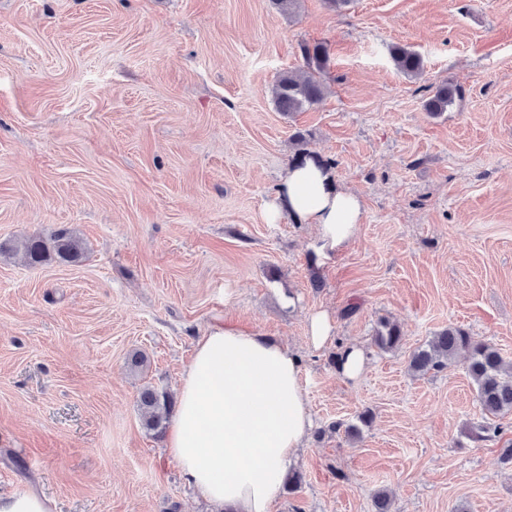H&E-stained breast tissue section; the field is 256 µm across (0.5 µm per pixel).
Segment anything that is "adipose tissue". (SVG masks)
<instances>
[{"instance_id":"adipose-tissue-1","label":"adipose tissue","mask_w":512,"mask_h":512,"mask_svg":"<svg viewBox=\"0 0 512 512\" xmlns=\"http://www.w3.org/2000/svg\"><path fill=\"white\" fill-rule=\"evenodd\" d=\"M278 196L269 220L289 209L315 227L325 257L354 238L361 201L334 188L330 173L290 167ZM301 375L298 352L271 337L218 322L197 340L168 450L185 482L221 512H272L312 427Z\"/></svg>"}]
</instances>
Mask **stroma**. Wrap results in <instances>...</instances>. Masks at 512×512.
Here are the masks:
<instances>
[{
    "instance_id": "35a3bbf8",
    "label": "stroma",
    "mask_w": 512,
    "mask_h": 512,
    "mask_svg": "<svg viewBox=\"0 0 512 512\" xmlns=\"http://www.w3.org/2000/svg\"><path fill=\"white\" fill-rule=\"evenodd\" d=\"M315 42L324 96L285 116L272 87ZM396 44L419 76L395 69ZM444 83L459 96L430 116ZM302 152L363 203L330 260L313 225L265 218ZM63 227L87 245L80 264L0 255V495L217 512L137 396L176 393L196 341L230 321L303 359L315 426L273 512H375L382 490L391 512H512V427L469 439L482 412L465 359L409 368L451 326L512 360V0H0V243ZM319 311L334 333L317 349ZM384 319L391 352L373 344ZM349 344L368 356L355 380L336 370ZM391 58L396 69L407 77H415L423 70L421 55L409 46L395 45L391 49ZM333 321L326 313H317L312 316L308 324V333L311 343L315 347L323 346L332 336ZM374 345L383 351L397 348L401 342L399 329L389 321H381L373 336Z\"/></svg>"
}]
</instances>
